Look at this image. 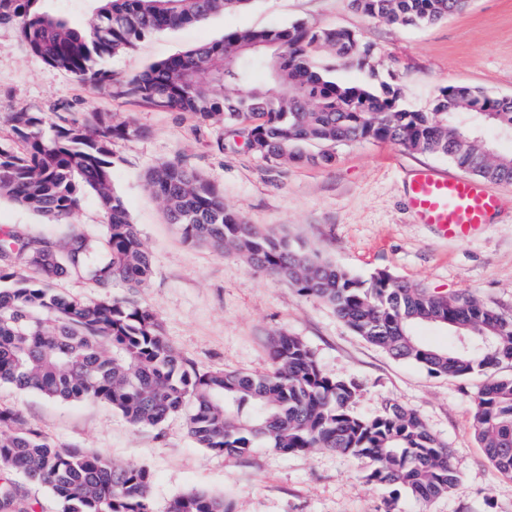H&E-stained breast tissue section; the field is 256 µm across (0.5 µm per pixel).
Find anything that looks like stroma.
Wrapping results in <instances>:
<instances>
[{
  "instance_id": "1",
  "label": "stroma",
  "mask_w": 512,
  "mask_h": 512,
  "mask_svg": "<svg viewBox=\"0 0 512 512\" xmlns=\"http://www.w3.org/2000/svg\"><path fill=\"white\" fill-rule=\"evenodd\" d=\"M295 22L348 29L371 43L370 69L336 67L327 49L320 50L317 62L334 68L345 82L365 83L376 75L398 84L401 103L409 109L432 111L450 85L512 97V0H472L460 14L417 27L369 19L349 0H253L248 8L155 33L107 57L102 66L111 72L112 84L96 90L34 56L15 23H0V140L14 142L7 118L19 110L37 113L48 124L61 114L81 119L108 112L113 123L139 127V136L113 142L112 179L152 256V273L137 290L114 285L112 298L153 311L168 340L202 372L267 371L271 336L301 338L327 374L360 382L356 412L373 415L385 402L397 403L416 412L451 449L459 476L453 492L426 503L400 498L398 512H512V476L487 460L472 427V396L486 375L448 378L392 358L321 300L251 269L235 255L185 242L146 185L148 169L182 161L217 184L226 207L248 223L318 251L363 281L386 271L434 293H472L512 314V184L488 183L501 200L500 212L471 238L457 241L418 223L406 197L415 169L459 175L447 158L361 141L333 145L334 160L326 167L269 162L242 146L219 148L223 122H203L119 94L150 64L219 40L225 31ZM103 221L90 196L69 224H48L26 208L0 202V226L33 236L97 238ZM0 409L19 411L57 446L147 468L157 512L194 491L225 497L233 512H385L390 496L388 488L368 480L367 461L328 451L214 454L194 442L184 412L156 427L135 426L100 402H59L6 384L0 385Z\"/></svg>"
}]
</instances>
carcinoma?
Listing matches in <instances>:
<instances>
[{
    "mask_svg": "<svg viewBox=\"0 0 512 512\" xmlns=\"http://www.w3.org/2000/svg\"><path fill=\"white\" fill-rule=\"evenodd\" d=\"M46 0H0V22H13L29 51L92 88L112 84L96 59L124 51L142 37L201 22L252 0H99L88 26L75 29L47 10ZM371 19L408 27L434 24L464 12L470 0H350ZM329 47L336 65L364 68L373 45L342 28L288 26L238 29L216 41L149 65L122 95L162 109L224 121L221 146L243 145L267 160L328 165L326 145L392 142L419 154L448 157L485 181L512 182V154L494 151L477 127L512 131V98H493L468 86L441 90L430 112L398 106V88L338 80L317 64ZM493 111L478 113L473 105ZM8 122L24 147L0 142V200L35 212L50 224H69L83 198L104 213L102 240H67L0 229V385L61 402L95 400L136 426L156 427L193 405L189 432L201 448L244 456L261 446L281 454L326 449L366 458L369 479L421 502L450 495L458 482L450 450L414 411L386 402L377 414L353 411L361 384L332 377L298 337L281 333L270 344L271 370L200 373L164 334L157 315L109 297L113 285L142 287L152 259L137 225L112 184V141L139 134L112 116L61 118L43 128L32 112ZM310 146L322 150L312 154ZM147 186L185 240L235 254L256 271L287 281L336 312L353 332L391 356L437 375L468 378L512 362V315L471 294L439 295L408 286L385 271L365 283L346 269L284 238L262 232L224 206L221 190L180 162L150 169ZM92 281L98 299L55 291L57 278ZM422 325L446 328L469 350L420 342ZM473 424L488 460L512 475V377L478 388ZM21 476L47 487L60 512H155L151 476L78 448L58 449L12 410H0V512H37L20 498ZM166 512H232L224 497L191 492Z\"/></svg>",
    "mask_w": 512,
    "mask_h": 512,
    "instance_id": "carcinoma-1",
    "label": "carcinoma"
}]
</instances>
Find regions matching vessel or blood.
Here are the masks:
<instances>
[{"mask_svg": "<svg viewBox=\"0 0 512 512\" xmlns=\"http://www.w3.org/2000/svg\"><path fill=\"white\" fill-rule=\"evenodd\" d=\"M407 197L419 223L435 225L454 240L470 238L500 208L499 197L471 179L431 168L414 172Z\"/></svg>", "mask_w": 512, "mask_h": 512, "instance_id": "vessel-or-blood-1", "label": "vessel or blood"}]
</instances>
